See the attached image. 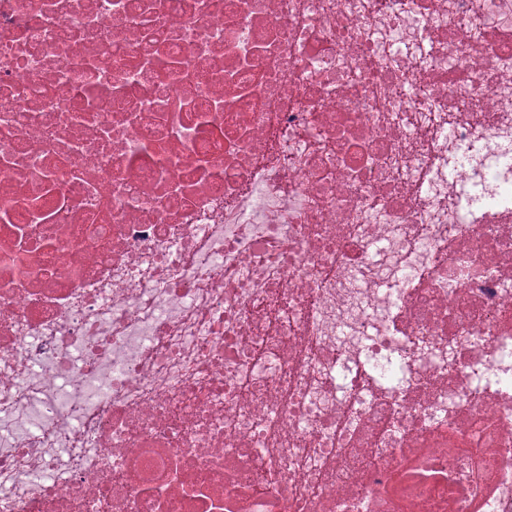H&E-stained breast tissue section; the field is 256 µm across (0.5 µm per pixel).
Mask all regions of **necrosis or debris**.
<instances>
[{
  "instance_id": "obj_1",
  "label": "necrosis or debris",
  "mask_w": 512,
  "mask_h": 512,
  "mask_svg": "<svg viewBox=\"0 0 512 512\" xmlns=\"http://www.w3.org/2000/svg\"><path fill=\"white\" fill-rule=\"evenodd\" d=\"M0 512H512V0H0Z\"/></svg>"
}]
</instances>
